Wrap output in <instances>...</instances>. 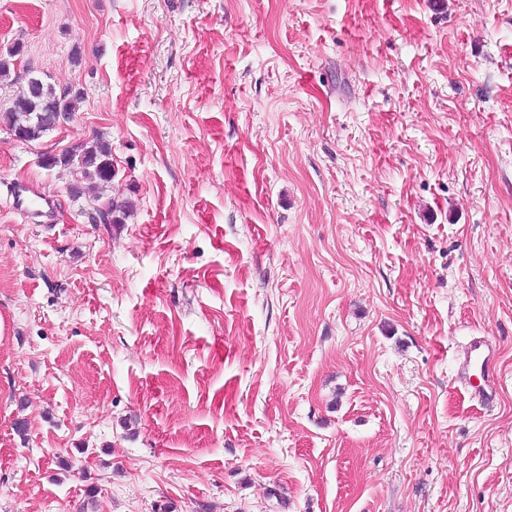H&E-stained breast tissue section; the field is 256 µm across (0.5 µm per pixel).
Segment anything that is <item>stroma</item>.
Returning <instances> with one entry per match:
<instances>
[{
	"instance_id": "obj_1",
	"label": "stroma",
	"mask_w": 512,
	"mask_h": 512,
	"mask_svg": "<svg viewBox=\"0 0 512 512\" xmlns=\"http://www.w3.org/2000/svg\"><path fill=\"white\" fill-rule=\"evenodd\" d=\"M15 42L84 99L0 118V512H512V0H0ZM98 133L117 227L43 166ZM500 381L496 346L487 337L473 338L456 362L455 382L478 403L488 406L496 402Z\"/></svg>"
}]
</instances>
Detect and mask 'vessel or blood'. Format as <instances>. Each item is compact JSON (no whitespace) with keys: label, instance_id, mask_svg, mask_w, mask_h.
<instances>
[{"label":"vessel or blood","instance_id":"1","mask_svg":"<svg viewBox=\"0 0 512 512\" xmlns=\"http://www.w3.org/2000/svg\"><path fill=\"white\" fill-rule=\"evenodd\" d=\"M455 381L478 403L487 406L495 403L501 373L497 350L490 339L476 337L465 346L456 362Z\"/></svg>","mask_w":512,"mask_h":512}]
</instances>
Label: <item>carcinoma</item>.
<instances>
[{"instance_id":"obj_1","label":"carcinoma","mask_w":512,"mask_h":512,"mask_svg":"<svg viewBox=\"0 0 512 512\" xmlns=\"http://www.w3.org/2000/svg\"><path fill=\"white\" fill-rule=\"evenodd\" d=\"M22 52L23 45L17 42L7 50L6 55H0L1 82L11 78L15 72L14 59ZM82 99L83 92L76 87L67 86L58 90L50 83L42 88L27 85L11 100L10 107L5 111L8 128L13 131L22 129L27 142L37 141L45 134L43 115L48 112H61L72 118ZM58 165L73 172V199H89L91 210L101 213L105 224L115 227L126 223L133 210L132 201L118 202L104 196L106 188L116 177L112 163V145L108 140L96 136L80 141L78 147L59 156L44 157L46 168L52 169Z\"/></svg>"}]
</instances>
